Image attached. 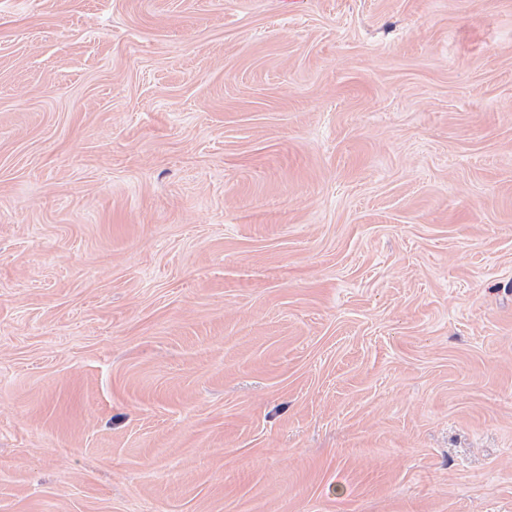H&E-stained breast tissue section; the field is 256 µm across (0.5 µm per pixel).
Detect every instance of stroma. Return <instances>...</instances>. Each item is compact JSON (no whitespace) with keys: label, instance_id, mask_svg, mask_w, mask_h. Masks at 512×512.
<instances>
[{"label":"stroma","instance_id":"stroma-1","mask_svg":"<svg viewBox=\"0 0 512 512\" xmlns=\"http://www.w3.org/2000/svg\"><path fill=\"white\" fill-rule=\"evenodd\" d=\"M0 512H512V0H0Z\"/></svg>","mask_w":512,"mask_h":512}]
</instances>
